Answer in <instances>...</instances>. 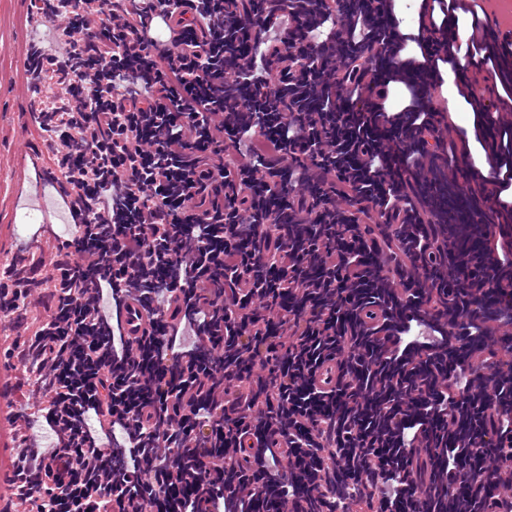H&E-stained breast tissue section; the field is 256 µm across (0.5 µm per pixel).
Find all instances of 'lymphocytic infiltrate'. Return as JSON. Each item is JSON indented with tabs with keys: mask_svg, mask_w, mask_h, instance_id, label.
Here are the masks:
<instances>
[{
	"mask_svg": "<svg viewBox=\"0 0 512 512\" xmlns=\"http://www.w3.org/2000/svg\"><path fill=\"white\" fill-rule=\"evenodd\" d=\"M31 0L48 148L25 174L66 233L0 277L23 512H512V81L484 0ZM455 49L436 33L449 19ZM471 110L457 125L446 76ZM484 151L495 230L420 178ZM148 322L128 330L133 304ZM334 389L315 379L327 363ZM489 326L492 330V336L488 346L476 349L473 351L472 356L475 359H483L489 355L491 350L496 351L498 354H504L510 352L511 342L507 336H504L502 332L497 329L495 322H490Z\"/></svg>",
	"mask_w": 512,
	"mask_h": 512,
	"instance_id": "lymphocytic-infiltrate-1",
	"label": "lymphocytic infiltrate"
}]
</instances>
